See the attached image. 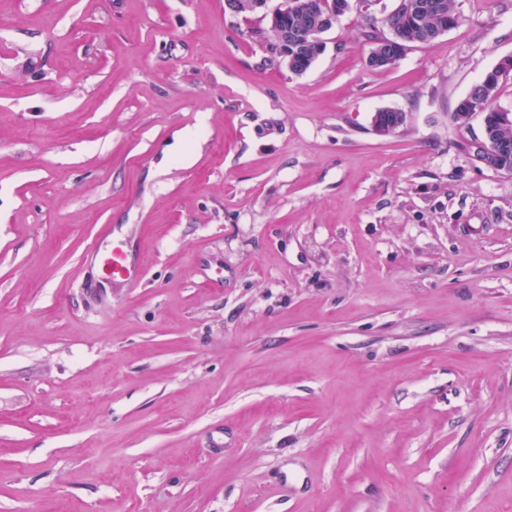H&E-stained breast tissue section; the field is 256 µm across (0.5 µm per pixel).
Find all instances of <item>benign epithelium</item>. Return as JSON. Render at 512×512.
Segmentation results:
<instances>
[{"mask_svg": "<svg viewBox=\"0 0 512 512\" xmlns=\"http://www.w3.org/2000/svg\"><path fill=\"white\" fill-rule=\"evenodd\" d=\"M266 6L267 0H225L224 2V8L234 15L260 13L264 17L270 16L269 29L280 34V39L276 43V58L286 63L291 73L301 75L315 63L313 59L298 63L301 47L309 40L315 43L318 53H323L322 34L331 28L337 15L349 8V2L330 0V8L321 16L317 15V6L313 0H282V5L270 14L266 12ZM407 51L408 47L403 38L385 37L376 42V48L372 50L368 64L372 68L390 67L401 60ZM510 67H512V58L507 56L475 83L473 90L460 100L459 105L475 106L474 90L490 87L499 72ZM475 156L485 166L495 168L494 142L489 134H484L483 141L477 143Z\"/></svg>", "mask_w": 512, "mask_h": 512, "instance_id": "benign-epithelium-1", "label": "benign epithelium"}]
</instances>
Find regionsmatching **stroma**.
<instances>
[{"mask_svg": "<svg viewBox=\"0 0 512 512\" xmlns=\"http://www.w3.org/2000/svg\"><path fill=\"white\" fill-rule=\"evenodd\" d=\"M453 5L295 75L224 0H0V512H512V173L452 119L512 0ZM421 2H436L438 8L432 12L423 13L419 16L418 22L415 23L412 19H407L405 14L388 15L383 21L384 24L395 34H399L410 42L415 43H429L441 34L447 32V29L426 30L425 35L430 41H421V30L423 28L438 29L442 26H448V22L456 15L453 12V0H430V1H417ZM376 45L368 59V64L372 68L390 67L401 60L409 50L400 36L382 38ZM109 236L99 239L93 250V258L98 262L101 278L106 281H137L140 276V268L133 258L128 246L115 244L112 246V255L103 258L100 251V244Z\"/></svg>", "mask_w": 512, "mask_h": 512, "instance_id": "1", "label": "stroma"}]
</instances>
